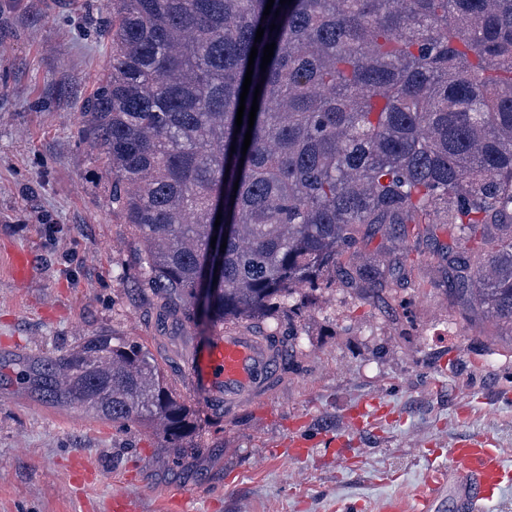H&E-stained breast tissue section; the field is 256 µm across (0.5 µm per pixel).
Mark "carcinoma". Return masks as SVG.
Instances as JSON below:
<instances>
[{
  "instance_id": "cac0c4a2",
  "label": "carcinoma",
  "mask_w": 512,
  "mask_h": 512,
  "mask_svg": "<svg viewBox=\"0 0 512 512\" xmlns=\"http://www.w3.org/2000/svg\"><path fill=\"white\" fill-rule=\"evenodd\" d=\"M266 4L106 0L112 59L81 115L146 279L193 323L215 248L221 278L201 314L213 327L263 320L339 269L385 287L359 244L446 224L437 255L451 284L512 328V0H275L265 17ZM21 376L185 447L189 409L135 345L87 336Z\"/></svg>"
}]
</instances>
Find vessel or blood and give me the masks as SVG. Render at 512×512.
Returning <instances> with one entry per match:
<instances>
[{"mask_svg": "<svg viewBox=\"0 0 512 512\" xmlns=\"http://www.w3.org/2000/svg\"><path fill=\"white\" fill-rule=\"evenodd\" d=\"M280 362L269 338L228 328L213 336L202 361L192 362L183 385L189 388L196 378H205L212 401L230 417L277 384ZM449 462L453 474L465 479V494L475 505L493 496L505 472L498 449L486 437L456 442Z\"/></svg>", "mask_w": 512, "mask_h": 512, "instance_id": "b4317fda", "label": "vessel or blood"}]
</instances>
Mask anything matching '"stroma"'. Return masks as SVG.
Here are the masks:
<instances>
[{
  "label": "stroma",
  "instance_id": "35a3bbf8",
  "mask_svg": "<svg viewBox=\"0 0 512 512\" xmlns=\"http://www.w3.org/2000/svg\"><path fill=\"white\" fill-rule=\"evenodd\" d=\"M104 0H0V512H108L113 496L138 512H382L437 475L431 512H512V333L449 289L435 239L374 237L395 270L388 288L363 283L298 290L263 324L292 348L277 388L231 418L205 385L184 389L187 354L213 327L166 315L141 274L142 245L112 207V177L83 132L80 106L108 66ZM29 252L25 281L11 251ZM137 345L196 416L172 453L149 424L110 420L41 399L16 375L84 337ZM377 400L364 428L348 415ZM315 442L306 459L279 452L292 429ZM347 438L353 457L329 448ZM491 437L509 474L475 510L448 481V450Z\"/></svg>",
  "mask_w": 512,
  "mask_h": 512
}]
</instances>
